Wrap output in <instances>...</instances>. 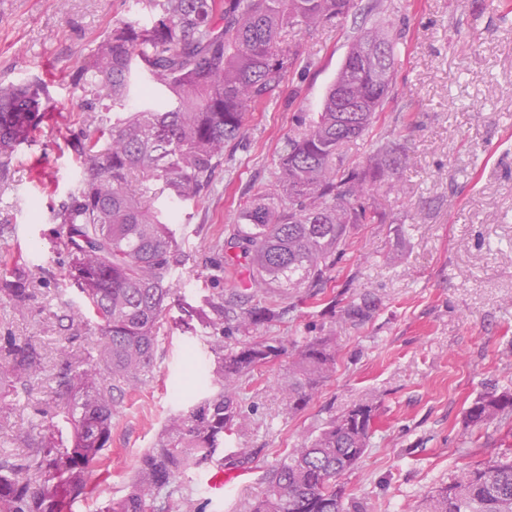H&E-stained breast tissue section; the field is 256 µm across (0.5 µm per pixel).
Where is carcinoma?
Masks as SVG:
<instances>
[{
    "label": "carcinoma",
    "instance_id": "1",
    "mask_svg": "<svg viewBox=\"0 0 512 512\" xmlns=\"http://www.w3.org/2000/svg\"><path fill=\"white\" fill-rule=\"evenodd\" d=\"M151 26L115 23L75 75L94 126L76 142L77 182L55 215L71 258L69 278L98 336L96 358L67 365L59 386L68 395L37 446L23 457L0 453V512H71L97 492L90 469L112 444V418L124 395L149 381L172 293L178 242L172 215L156 206L163 196L198 203L242 139L251 112L279 95L298 69L289 28L313 31L350 9L351 0H153ZM396 43L378 23L357 38L329 88L322 110L301 118L306 130L288 138L270 191L243 207L225 242V256L244 259L253 292L270 296L241 307L217 293L196 316L205 330L209 364L199 385L213 390L172 416L144 453L127 493L100 512H196L192 493L172 485L207 462L224 466V433L240 430L239 395L254 371L282 357L289 362L284 395L297 411L334 372L336 339L315 336L295 350L253 333L276 320L279 288H308L313 297L360 224L382 218L365 197L396 169V149L381 144L367 169L341 147L369 130L390 93ZM157 88L169 101L133 110L130 102ZM46 82L33 78L0 86V174L46 118ZM29 288L0 276V301L21 306ZM365 301L341 309L351 323L371 316ZM240 337L224 344L225 334ZM42 370L35 344L12 339L0 346V404ZM512 415V393L489 392L467 411L481 427ZM374 408L359 404L293 449L266 474L252 512H358L340 477L352 470L373 434ZM424 512H512V459L478 465L427 496Z\"/></svg>",
    "mask_w": 512,
    "mask_h": 512
}]
</instances>
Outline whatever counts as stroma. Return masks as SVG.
I'll use <instances>...</instances> for the list:
<instances>
[{
    "label": "stroma",
    "mask_w": 512,
    "mask_h": 512,
    "mask_svg": "<svg viewBox=\"0 0 512 512\" xmlns=\"http://www.w3.org/2000/svg\"><path fill=\"white\" fill-rule=\"evenodd\" d=\"M153 13L148 0H0V82L47 80L54 116L0 176V274L30 288L24 307L0 303V339L33 341L44 365L0 408V452L21 457L34 447L42 413L61 401L65 362L96 352L52 219L76 177L73 144L92 119L72 77L113 23L147 25ZM378 21L396 41L393 90L376 124L343 152L365 167L385 141L405 157L366 199L383 223L360 225L334 273L353 283L344 301L365 295L376 309L353 324L323 313L305 289H283L294 309L260 336L291 346L333 336L334 373L292 411L281 389L287 359L262 368L241 402L245 427L224 440L253 449L248 478L224 499L207 485L214 464L184 480L198 512H250L269 469L357 404L374 407L375 434L341 482L360 512H422L437 487L505 453L503 426L474 428L467 409L486 392L512 393V0H352L332 24L286 32L308 67L254 112L209 196L158 201L176 213L180 253L153 377L124 398L112 420L111 476L90 472L99 492L75 512L122 496L168 419L204 397L188 365L207 353L188 311L205 295L244 290L249 269L225 265L224 239L244 202L275 181L286 139L302 131L298 115L320 111L355 37Z\"/></svg>",
    "instance_id": "obj_1"
}]
</instances>
